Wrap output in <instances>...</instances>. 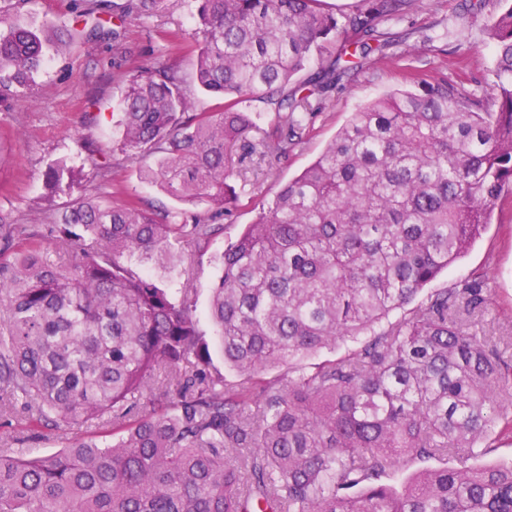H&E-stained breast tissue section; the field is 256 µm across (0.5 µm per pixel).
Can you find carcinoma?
<instances>
[{
  "label": "carcinoma",
  "instance_id": "1",
  "mask_svg": "<svg viewBox=\"0 0 512 512\" xmlns=\"http://www.w3.org/2000/svg\"><path fill=\"white\" fill-rule=\"evenodd\" d=\"M162 3L129 0L120 19ZM195 3L196 86L221 104L197 110L175 68L148 66L123 92L121 151L213 220L237 198L230 152L256 127L252 103L278 114L259 146L284 153L353 59L381 48L379 25L424 0H361L339 18L322 0ZM500 3L489 107L412 72L364 104L224 250L211 339L192 289L174 293L131 259L166 267L221 225L92 196L44 224L0 215V257L12 255L0 260V415L18 406L33 427L116 435L50 454L1 448L0 512H512V459L475 464L512 433V362L470 331L486 279L410 307L512 194V0ZM108 10L79 0L67 37L118 41ZM3 25L0 97L29 89L45 59L37 33ZM75 177L46 170L57 190ZM346 339L342 357L298 363ZM160 376L173 398L157 408ZM432 459L455 466L391 484Z\"/></svg>",
  "mask_w": 512,
  "mask_h": 512
}]
</instances>
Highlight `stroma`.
<instances>
[{
	"label": "stroma",
	"instance_id": "1",
	"mask_svg": "<svg viewBox=\"0 0 512 512\" xmlns=\"http://www.w3.org/2000/svg\"><path fill=\"white\" fill-rule=\"evenodd\" d=\"M498 8V0H425L391 27L383 53L370 54L357 71L329 89L309 133L289 147L286 157L237 151L235 162L246 186L238 203L221 217L223 231L191 247L190 265H177L163 276L171 288L191 284L201 331H214L210 290L221 275L219 259L227 243L320 155L352 113L401 86L405 69L424 78L447 77L458 90L485 98L497 66L486 24ZM0 14L11 24L42 31L52 44L30 96L0 101V210L15 223L41 224L88 194L104 202L134 199L156 210L179 209V201L144 179L139 160L118 150L117 137L122 92L141 66H174L186 87H193L197 51L188 0H165L153 16L125 24L119 48L108 40H74L55 50L61 27L73 23L71 0H0ZM56 161L75 167L70 188L59 191L48 185L46 169ZM476 273L486 274L490 290L477 333L512 336V198L501 201L483 236L432 286L447 288Z\"/></svg>",
	"mask_w": 512,
	"mask_h": 512
}]
</instances>
